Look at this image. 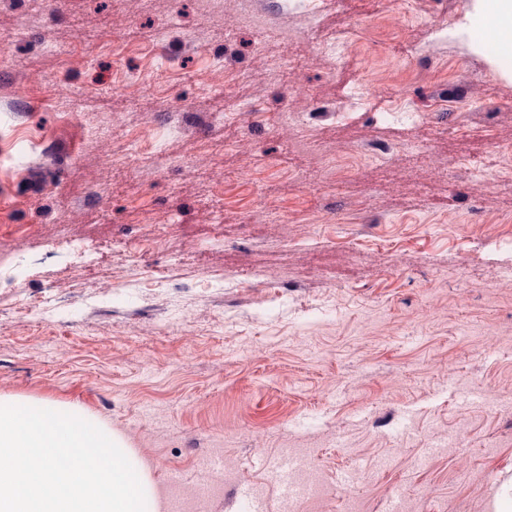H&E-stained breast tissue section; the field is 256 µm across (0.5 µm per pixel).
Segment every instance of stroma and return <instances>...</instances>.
Instances as JSON below:
<instances>
[{
  "label": "stroma",
  "mask_w": 512,
  "mask_h": 512,
  "mask_svg": "<svg viewBox=\"0 0 512 512\" xmlns=\"http://www.w3.org/2000/svg\"><path fill=\"white\" fill-rule=\"evenodd\" d=\"M384 7L335 0L313 25L241 0H0V397L103 421L162 491L224 449L238 472L195 512H245L257 487L268 512H312L269 476L288 454L329 512H493L512 482V65L475 0ZM379 16L385 42L320 51ZM160 22L154 58L98 48ZM289 53L281 88L225 81ZM151 62L167 85L131 87ZM285 105L304 129L261 122ZM104 124L175 164L112 168V136L85 135ZM372 144L321 191L328 160ZM287 202L318 223L273 222ZM64 236L118 245L90 266L59 258ZM46 289L71 306L38 324L24 303Z\"/></svg>",
  "instance_id": "1"
}]
</instances>
